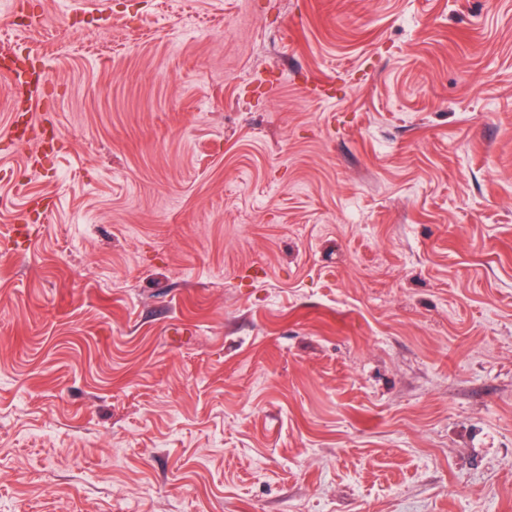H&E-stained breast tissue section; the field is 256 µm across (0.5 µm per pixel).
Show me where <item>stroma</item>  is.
I'll list each match as a JSON object with an SVG mask.
<instances>
[{
  "mask_svg": "<svg viewBox=\"0 0 512 512\" xmlns=\"http://www.w3.org/2000/svg\"><path fill=\"white\" fill-rule=\"evenodd\" d=\"M106 2L0 0V512H512V0Z\"/></svg>",
  "mask_w": 512,
  "mask_h": 512,
  "instance_id": "stroma-1",
  "label": "stroma"
}]
</instances>
